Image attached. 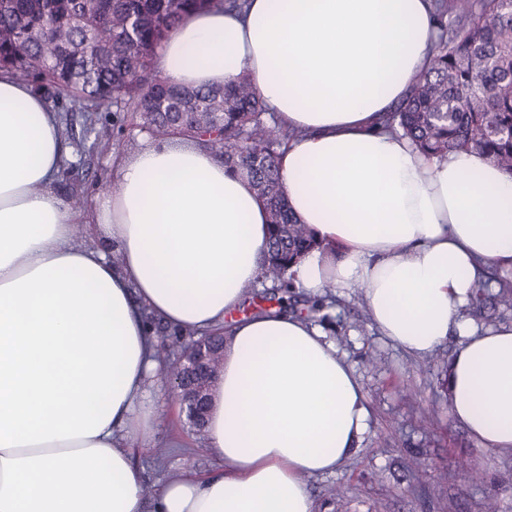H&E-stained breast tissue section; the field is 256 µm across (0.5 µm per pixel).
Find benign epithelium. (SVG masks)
I'll use <instances>...</instances> for the list:
<instances>
[{
	"instance_id": "obj_1",
	"label": "benign epithelium",
	"mask_w": 512,
	"mask_h": 512,
	"mask_svg": "<svg viewBox=\"0 0 512 512\" xmlns=\"http://www.w3.org/2000/svg\"><path fill=\"white\" fill-rule=\"evenodd\" d=\"M224 359V336L212 334L187 345L168 373L171 387L182 399L193 431L204 426L208 391L220 377Z\"/></svg>"
}]
</instances>
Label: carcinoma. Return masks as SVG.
<instances>
[{
	"label": "carcinoma",
	"mask_w": 512,
	"mask_h": 512,
	"mask_svg": "<svg viewBox=\"0 0 512 512\" xmlns=\"http://www.w3.org/2000/svg\"><path fill=\"white\" fill-rule=\"evenodd\" d=\"M432 65L389 115L420 148L482 154L512 175V0H436ZM247 0H0V72L84 114L82 141L111 138L94 114L129 112L151 139L194 142L251 180L270 217L261 275L280 288L292 265L321 247L287 204L279 170L289 134L266 123L246 76L190 88L153 73L170 30L202 9Z\"/></svg>",
	"instance_id": "1"
}]
</instances>
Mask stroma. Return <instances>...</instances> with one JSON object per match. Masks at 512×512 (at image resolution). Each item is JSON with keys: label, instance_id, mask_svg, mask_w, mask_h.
Returning a JSON list of instances; mask_svg holds the SVG:
<instances>
[{"label": "stroma", "instance_id": "1", "mask_svg": "<svg viewBox=\"0 0 512 512\" xmlns=\"http://www.w3.org/2000/svg\"><path fill=\"white\" fill-rule=\"evenodd\" d=\"M64 130L72 151L70 166L61 171L57 190L62 197L79 192L92 200L106 193L113 178L115 155L139 149L144 134L129 114L103 112L99 119L112 131L111 141L81 158V113L71 115ZM329 299L311 308L299 288H276L259 280L243 301L246 313L278 309L279 298L289 311L310 316L350 361L370 408L369 427L357 452L335 474L307 478L317 512H512V452L494 454L473 440L448 411L444 380L453 344L433 356L415 357L395 347L370 322L359 289L328 291ZM157 439L131 446L135 463L144 467L146 482L180 473L205 474L215 467L201 437L192 431L169 381L154 384Z\"/></svg>", "mask_w": 512, "mask_h": 512}]
</instances>
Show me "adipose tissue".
<instances>
[{
  "label": "adipose tissue",
  "instance_id": "ef3b65f1",
  "mask_svg": "<svg viewBox=\"0 0 512 512\" xmlns=\"http://www.w3.org/2000/svg\"><path fill=\"white\" fill-rule=\"evenodd\" d=\"M432 13L433 0H251L189 15L156 63L194 87L255 80L290 135L288 205L323 243L291 268L295 286L362 289L382 336L417 357L457 332L449 413L512 451V323L462 314L488 265L512 272V175L382 123L431 63ZM69 155L56 113L0 74V512H316L306 477L355 453L370 412L308 317L230 320L269 241L249 180L202 146L149 142L82 213L56 190ZM79 224L92 244L74 245ZM153 317L223 333L224 367L202 437L218 469L148 495L131 445L156 433Z\"/></svg>",
  "mask_w": 512,
  "mask_h": 512
}]
</instances>
